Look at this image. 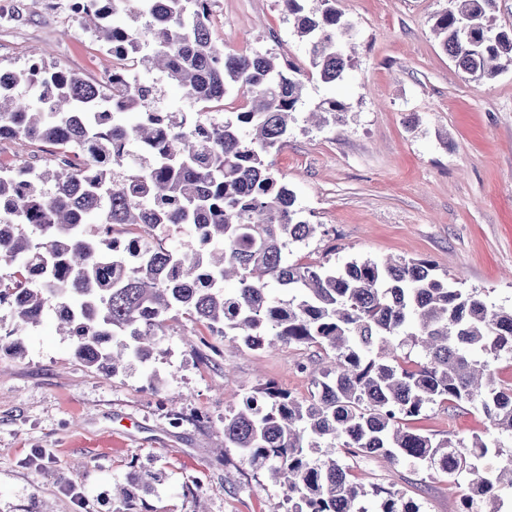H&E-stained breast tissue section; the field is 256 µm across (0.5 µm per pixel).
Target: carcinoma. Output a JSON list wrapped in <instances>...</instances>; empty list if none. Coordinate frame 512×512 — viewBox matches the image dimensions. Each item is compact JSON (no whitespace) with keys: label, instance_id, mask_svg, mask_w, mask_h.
<instances>
[{"label":"carcinoma","instance_id":"cac0c4a2","mask_svg":"<svg viewBox=\"0 0 512 512\" xmlns=\"http://www.w3.org/2000/svg\"><path fill=\"white\" fill-rule=\"evenodd\" d=\"M294 19L311 72L258 52L226 54L212 39L211 0H70L112 54V71L91 83L45 53L0 72V142L44 143L46 155L0 165V307L15 339L50 313L85 366L108 375L157 351V330L184 310L214 336L250 350L315 345L330 364L298 399L265 385L224 414V447L284 489L287 512H420L398 490L366 489L347 457L421 464L466 483L460 512H503L512 499V450L497 438L437 439L408 426L430 405L475 403L489 426L512 437V381L489 359L512 360V310L456 288L425 259L353 260L331 269L290 264L288 247L318 225L298 217L296 198L267 156L283 145L288 121L315 74L343 78L348 56L336 0H278ZM495 0H451L433 31L475 81L512 64V29L493 26ZM160 72L196 112H170ZM236 86L249 95L224 111ZM35 91L27 98L18 93ZM316 109L339 121L344 104ZM96 225L87 234L85 227ZM130 228L137 246L119 252L112 229ZM185 229L176 244L157 228ZM228 281L237 286L224 288ZM275 284L288 299L271 295ZM418 347L423 360L404 352ZM158 475L143 470L116 490L115 512H135L137 492Z\"/></svg>","mask_w":512,"mask_h":512}]
</instances>
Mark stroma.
I'll list each match as a JSON object with an SVG mask.
<instances>
[{"mask_svg":"<svg viewBox=\"0 0 512 512\" xmlns=\"http://www.w3.org/2000/svg\"><path fill=\"white\" fill-rule=\"evenodd\" d=\"M449 5L336 0L354 25L355 52L341 81L308 83L306 104L337 98L342 122L317 127L297 114L269 156L302 220L318 227L288 259H427L457 287L510 310L512 67L481 82L456 68L432 32ZM211 20L225 52L309 65L276 0H213ZM36 47L93 82L112 68L68 0H0V68H24ZM322 356L314 346L248 350L174 312L151 362L109 376L77 361L51 320L29 327L21 350H0V512H112L115 483L141 469L160 481L137 512H286L279 487L225 448L224 414L270 382L307 397L300 366ZM412 426L439 439L490 432L473 406L434 405ZM349 466L358 482L401 489L422 512H460L437 472L376 457Z\"/></svg>","mask_w":512,"mask_h":512,"instance_id":"1","label":"stroma"}]
</instances>
